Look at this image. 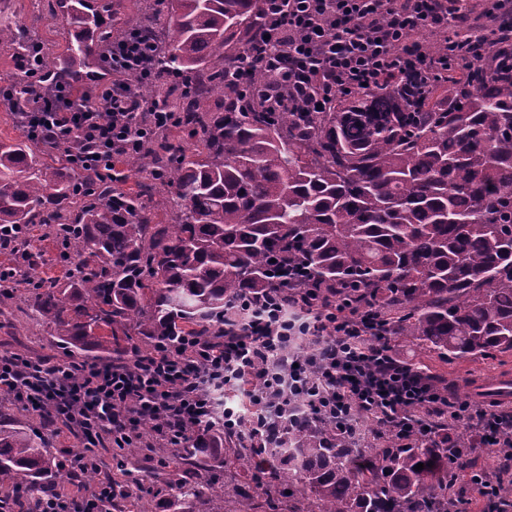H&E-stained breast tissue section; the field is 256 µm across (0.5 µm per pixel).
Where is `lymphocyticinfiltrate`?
<instances>
[{
	"label": "lymphocytic infiltrate",
	"mask_w": 512,
	"mask_h": 512,
	"mask_svg": "<svg viewBox=\"0 0 512 512\" xmlns=\"http://www.w3.org/2000/svg\"><path fill=\"white\" fill-rule=\"evenodd\" d=\"M461 0H267L268 37L245 49L237 67H256L270 80L267 107L283 111L281 88L311 104L329 107L363 89L411 85L447 77L451 57L429 62L419 32L448 30ZM154 42L130 38L114 45L103 63L109 81L99 83L97 109L85 107L60 81L22 113L36 144L60 134L81 142L71 162L89 171L111 166L114 155L131 150L129 115L146 109L133 89L154 75ZM377 323L345 303L318 307L304 289L268 288L242 298L224 322L218 346L188 338L177 349L158 347L130 362L98 366L83 362L0 355V392L24 412L52 413L58 424L83 441L86 455L72 465L74 479L106 468L113 449L141 441L143 420L154 425L152 440L179 446L199 428L222 416L224 428L250 445H261L306 406L314 417L340 419L355 429L365 420L387 423L402 436L428 432L456 445L479 436L494 449L497 468H512V407L478 408L450 400L437 379L376 343ZM242 395L230 405V393ZM111 481L59 492L40 512H101Z\"/></svg>",
	"instance_id": "obj_1"
}]
</instances>
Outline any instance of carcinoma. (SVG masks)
Masks as SVG:
<instances>
[{
    "label": "carcinoma",
    "mask_w": 512,
    "mask_h": 512,
    "mask_svg": "<svg viewBox=\"0 0 512 512\" xmlns=\"http://www.w3.org/2000/svg\"><path fill=\"white\" fill-rule=\"evenodd\" d=\"M265 0H138L160 18L166 51L141 97L171 125L136 115L138 150L112 169H79L67 137L39 146L0 140V316L30 313L64 354L108 364L185 336L218 344L224 307L271 287L268 259L304 268L305 286L351 298L390 335L440 359L512 353V13L468 49L448 81L405 97L372 90L330 110L270 112L260 70L238 81L225 63L260 32ZM13 50L11 89L56 66L28 28L0 12V45ZM100 46L71 44L76 68ZM68 257L43 270L44 242ZM470 447L399 443L389 427L356 438L300 417L277 448H240L224 423L182 453L154 448L172 512H226L251 501L222 469L243 468L272 512H467L460 488ZM135 445L104 512H143L132 491ZM433 466H428V463ZM419 463L422 470L414 469ZM69 472L50 421L0 419V512H33Z\"/></svg>",
    "instance_id": "1"
}]
</instances>
